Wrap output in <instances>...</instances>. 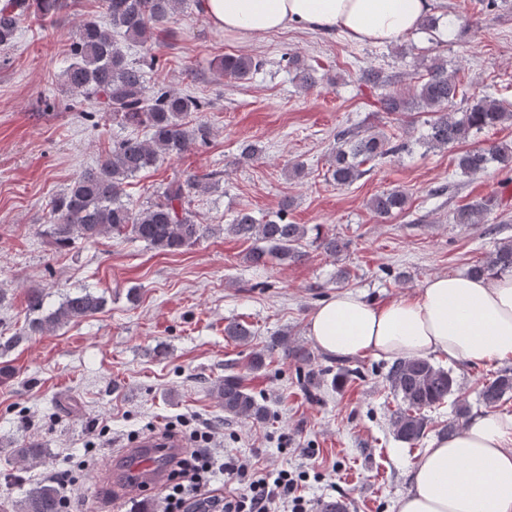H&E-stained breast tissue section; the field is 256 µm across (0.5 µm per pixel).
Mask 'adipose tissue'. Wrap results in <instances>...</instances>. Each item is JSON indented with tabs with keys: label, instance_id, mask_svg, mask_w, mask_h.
<instances>
[{
	"label": "adipose tissue",
	"instance_id": "obj_1",
	"mask_svg": "<svg viewBox=\"0 0 512 512\" xmlns=\"http://www.w3.org/2000/svg\"><path fill=\"white\" fill-rule=\"evenodd\" d=\"M434 0H199L215 29L247 41L289 29L337 31L371 44L414 32ZM308 334L339 357L435 354L479 365L512 357V274H443L387 304L341 290L311 314ZM396 512H512V416L485 413L433 440Z\"/></svg>",
	"mask_w": 512,
	"mask_h": 512
}]
</instances>
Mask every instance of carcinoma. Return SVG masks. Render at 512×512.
Returning <instances> with one entry per match:
<instances>
[{"instance_id": "cac0c4a2", "label": "carcinoma", "mask_w": 512, "mask_h": 512, "mask_svg": "<svg viewBox=\"0 0 512 512\" xmlns=\"http://www.w3.org/2000/svg\"><path fill=\"white\" fill-rule=\"evenodd\" d=\"M110 28L95 21L82 22L69 46V63L62 73L63 84L82 100H93L99 108L123 127H143L150 137L131 135L112 142V148L96 167L77 176L68 190L55 199L46 233L62 249L74 241H95L101 237L129 236L146 246L167 254L181 252L202 239L225 230L229 234L252 241L255 246L246 256L253 264H263L273 256L288 265L304 259L303 241L308 230L303 224L288 221V204L266 219L252 212H237L230 223L201 224L188 208L190 194L208 191L214 183L211 175L175 177L163 188L159 198L136 206L124 199V185L137 173L154 166L165 157L180 156L209 143L210 127L203 121L190 120L192 114L203 112L206 102L177 92L162 83L146 85L145 69L160 67V58L145 54L131 60L119 46L116 37L148 46L158 40L165 24L187 0H102ZM65 0H0V46L14 40L21 22L26 18L57 15ZM288 68L295 72L299 85L306 89L320 81L315 69L306 65L296 54L286 56ZM263 66V61L248 55L228 54L218 63L224 75L239 82L248 81ZM425 74L412 88L386 93L380 108L385 112L403 114L422 112L425 133L419 143L429 150L446 149L467 142L485 130L512 124V104L489 96L466 109L454 108L459 86L448 72V61L436 57L424 65ZM407 150V144L397 142L383 133L343 131L336 136V146L329 160L327 177L339 186H349L360 179L369 161ZM512 171V143L493 142L468 148L460 154L457 167L462 173L474 175L489 165ZM408 195L392 190L374 196L370 210L385 218L403 212ZM492 203L475 200L456 211L458 224H478L490 211ZM318 248L331 256H340L348 242L337 236H317ZM512 273V241L500 243L486 258L469 269V275ZM45 288L36 285L27 290L29 311L43 308ZM103 297L84 289L69 294L48 315L32 318L18 334L0 342V351L10 348L26 336L42 335L72 321L84 320L100 313ZM224 335L246 344L252 337L248 326L230 322ZM268 351H278L285 359L301 364L310 361V353L288 341V333L274 338ZM388 387L398 408L391 417L396 438L414 447L425 436L429 418L427 412L443 404L457 391L451 370L434 364L426 357L396 360L386 374ZM216 397L224 414L234 419L260 422L268 408L247 389L243 378L235 372L224 375L215 385ZM512 394V370H503L483 384L478 401L488 410L500 407V402ZM63 496L58 483L45 480L32 485L16 504L18 512H64Z\"/></svg>"}]
</instances>
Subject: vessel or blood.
Returning a JSON list of instances; mask_svg holds the SVG:
<instances>
[{
  "label": "vessel or blood",
  "instance_id": "obj_1",
  "mask_svg": "<svg viewBox=\"0 0 512 512\" xmlns=\"http://www.w3.org/2000/svg\"><path fill=\"white\" fill-rule=\"evenodd\" d=\"M181 446V440L172 436L152 433L136 437L128 450L132 461L127 472L114 475V489L123 494L162 489L168 479L167 461Z\"/></svg>",
  "mask_w": 512,
  "mask_h": 512
}]
</instances>
